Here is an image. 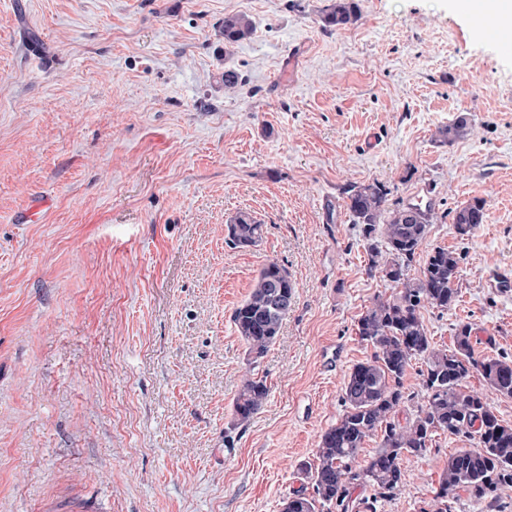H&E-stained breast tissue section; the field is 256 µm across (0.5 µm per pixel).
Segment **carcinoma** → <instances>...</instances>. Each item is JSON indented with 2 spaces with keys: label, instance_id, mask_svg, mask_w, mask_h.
<instances>
[{
  "label": "carcinoma",
  "instance_id": "carcinoma-1",
  "mask_svg": "<svg viewBox=\"0 0 512 512\" xmlns=\"http://www.w3.org/2000/svg\"><path fill=\"white\" fill-rule=\"evenodd\" d=\"M357 19L354 3L336 0L323 22L339 28ZM253 30L248 16H225L224 52ZM470 131L468 117L460 114L440 135L452 143ZM346 194L347 207L368 243V274L381 273L395 293L374 296L359 317L357 334L373 354L351 369L342 387L343 414L321 434L313 462L302 465L314 495L295 494L283 503L282 512H355L360 504L374 512L375 503L402 491L403 460L424 455L440 432L468 445L448 457L428 512H448V498L463 494L491 507L499 490L512 487V425L499 419L487 395L466 390L464 382L475 371L495 395L512 398V359L476 357L469 323L457 325L450 349L436 347L428 334L421 309L452 307L463 272L460 254L435 247L420 275L409 276L428 227L439 220L432 205H417L414 216L405 205L392 209L379 182L351 185ZM487 218L485 202L475 199L456 209L453 224L465 237ZM263 232L264 225L245 212L227 225L228 241L237 248L257 245ZM293 297L288 269L272 261L258 271L248 296L231 315L249 361L233 405L236 426H245L268 398L269 389L255 369L275 344ZM415 361L422 364L419 390L408 392L404 379ZM412 404L415 413L400 420L401 408ZM373 435L380 437L379 448L358 461L366 438ZM357 488L372 494L357 502L352 499Z\"/></svg>",
  "mask_w": 512,
  "mask_h": 512
}]
</instances>
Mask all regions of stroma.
Segmentation results:
<instances>
[{
    "instance_id": "stroma-1",
    "label": "stroma",
    "mask_w": 512,
    "mask_h": 512,
    "mask_svg": "<svg viewBox=\"0 0 512 512\" xmlns=\"http://www.w3.org/2000/svg\"><path fill=\"white\" fill-rule=\"evenodd\" d=\"M0 0V512H282L299 469L373 354L352 184L433 203L410 268L460 253L458 300L425 308L434 343L471 324L476 356L512 357V54L455 0ZM253 35L224 50L228 14ZM240 75L225 89L224 69ZM461 112L472 131L442 142ZM487 204L457 235L451 212ZM246 212L261 242L237 248ZM294 305L262 359L269 396L242 428L247 366L231 321L257 271ZM463 442L404 460L376 512H421ZM358 19L354 3L338 0L330 12L323 17L325 27H342L354 23ZM228 241L237 248L256 246L263 237L264 226L249 213H239L227 224Z\"/></svg>"
}]
</instances>
